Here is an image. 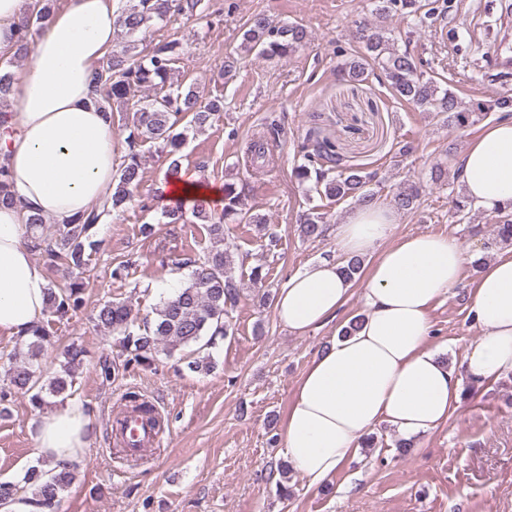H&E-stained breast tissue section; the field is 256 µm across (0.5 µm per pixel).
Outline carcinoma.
<instances>
[{"label": "carcinoma", "instance_id": "cac0c4a2", "mask_svg": "<svg viewBox=\"0 0 512 512\" xmlns=\"http://www.w3.org/2000/svg\"><path fill=\"white\" fill-rule=\"evenodd\" d=\"M201 0H136V4L123 9V30L131 41L116 46L102 59L95 73L97 104L109 119H114L113 104L125 108L123 127L128 131L123 161L116 172L115 187L110 198L96 204L63 224L55 225L52 235L46 236L43 227L47 220L39 213L26 215L27 245L33 252L44 256L48 267L63 264L79 274V279L65 288H47V307L61 317L77 312L84 306L83 292L90 279L92 254L100 245L101 226L114 213L131 201L142 179L140 144L148 141L158 145L169 157L165 179H181L187 175L180 163V153L186 132L177 131L180 124L194 130L204 129L224 108V100L215 97L206 102L194 87L181 84L167 86L169 75L182 51L178 39L156 45L146 54L136 51L132 40L136 34L155 22H164L176 15L196 16ZM54 10V0H32L28 4L10 55H0V104L9 97L15 84L14 63L30 50L41 21ZM376 14L387 18L396 13L423 12L420 21L437 16V8H425L421 0H377ZM364 57L346 60L338 66L337 76L342 79L363 81L373 74L384 80L395 96L413 105L421 112L443 117L451 128L470 124L471 118H483L489 112L512 116V96L504 95L470 112L448 89L424 75L421 62L406 49L395 45L382 27L361 33ZM309 40L308 30L298 24L279 23L265 14H256L244 31L241 49L245 53L269 59H283ZM134 87L145 88L153 94L134 103L129 93ZM283 127L272 119L263 134L251 140L249 155L251 165L268 166L273 163L268 145L280 139ZM302 162L294 167V177L328 200L351 198L360 206L375 202L377 194L370 184L377 180L378 172L367 171L343 162L337 146L326 137L309 132L298 145ZM422 186L405 180L392 196V207L411 213L420 205ZM247 184L224 182V207L216 209L205 198L175 199L163 207L162 217L171 224L186 220L187 216L207 224L211 246L203 261L190 257L175 259V264L191 268L186 284L172 298H167L154 308L155 317L139 320L125 300H106L95 311L96 326L112 334L125 358L117 364L102 360L100 368L105 379H110L117 366L129 371L147 368L160 353L177 352L187 359V368L197 374H207L215 368L212 352L217 339L228 335L231 314L236 308L241 292V281L234 275V255L224 238L226 224H254L266 229V219L250 213L246 208ZM496 224L495 243L512 246V212L498 211L493 215ZM323 214L311 212L299 224L301 237L310 240L323 236ZM52 337L50 322L41 321L27 339H17L6 354L9 361L8 383L0 385V405L8 403L17 393L30 395L36 408L48 404L47 398L66 397L75 382V370L86 357V350L73 342L64 350L62 371L51 379L43 380L40 361ZM123 408L146 416L159 428L161 419L152 404L135 391L124 395ZM74 479L73 468L44 470L33 466L17 482L0 483V498L14 492H29L49 506L59 505L64 493Z\"/></svg>", "mask_w": 512, "mask_h": 512}]
</instances>
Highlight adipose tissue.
I'll return each instance as SVG.
<instances>
[{"instance_id": "adipose-tissue-1", "label": "adipose tissue", "mask_w": 512, "mask_h": 512, "mask_svg": "<svg viewBox=\"0 0 512 512\" xmlns=\"http://www.w3.org/2000/svg\"><path fill=\"white\" fill-rule=\"evenodd\" d=\"M120 15V0H67L44 22L9 97L0 163L10 171L17 203L0 209V332L26 334L46 310L45 274L25 241L29 209L61 223L114 189L116 144L95 104L93 76L114 45ZM459 165L472 204L491 212L511 204L512 117L486 126ZM396 222L393 209L376 203L336 227L339 257L372 262L360 327L315 354L282 422V453L311 487L352 460L380 424L407 438L435 430L459 413L465 383L512 372V254L477 271L470 314L481 334L455 367L431 342L430 311L461 284L466 257L449 236L393 238ZM338 259L289 278L275 302L276 319L288 331L321 328L345 305L350 284ZM90 432L89 414L71 401L38 417L34 454L80 463Z\"/></svg>"}]
</instances>
